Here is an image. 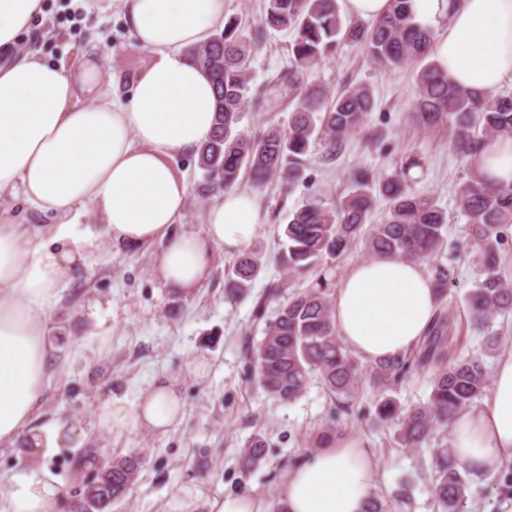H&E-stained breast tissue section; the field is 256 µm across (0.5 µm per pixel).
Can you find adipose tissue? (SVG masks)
I'll return each instance as SVG.
<instances>
[{
	"label": "adipose tissue",
	"instance_id": "adipose-tissue-1",
	"mask_svg": "<svg viewBox=\"0 0 512 512\" xmlns=\"http://www.w3.org/2000/svg\"><path fill=\"white\" fill-rule=\"evenodd\" d=\"M134 43L153 61L139 73L127 102L102 88L95 57L75 70L15 52L19 35L41 12V0H0V193L21 188L43 212L91 207L103 232L129 247L160 245L155 270L166 288L192 294L208 278L214 254H234L263 222L254 192L229 189L212 204L202 231L179 229L190 184L171 164L196 155L214 131L215 90L189 47L224 26V0H120ZM411 0L416 21L434 32L432 56L449 83L475 96L512 83V0ZM93 96L92 104L80 94ZM495 186L512 184V139L490 142L469 158ZM63 228L28 229L0 222V445L28 437L51 380L44 308L81 252L51 245ZM438 310L423 260L371 258L352 265L335 296L333 324L344 346L373 363L409 353ZM182 411L174 389L159 382L133 409L110 408L108 422L167 430ZM453 458L472 473L512 460V353L494 366L483 409L450 422ZM376 456L356 436L325 443L292 470L280 488L288 512H363ZM59 497L49 476L0 482V512H49Z\"/></svg>",
	"mask_w": 512,
	"mask_h": 512
}]
</instances>
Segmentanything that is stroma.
Segmentation results:
<instances>
[{
  "mask_svg": "<svg viewBox=\"0 0 512 512\" xmlns=\"http://www.w3.org/2000/svg\"><path fill=\"white\" fill-rule=\"evenodd\" d=\"M291 38L288 31L264 30L249 62L253 83L287 66ZM91 49L99 56L104 77L120 79L117 93L123 98L130 92L124 77L140 73L151 60L147 51L135 46L120 7L90 14L80 0H43L41 16L17 44L18 53L32 51L45 63L69 69L78 67ZM312 80L331 91L347 82L368 85L376 102L368 131L379 138L368 141V131L350 135L332 165L324 163L322 147H313L305 181L287 193L275 182L259 190L265 222L251 246L261 251L263 268L246 295L232 298L224 291L233 256L216 255L202 288L189 297L175 296L154 272V248L113 244L102 234L96 211L80 209L62 219L29 207L21 192L0 196V217L37 227L63 220L70 238L83 244L81 261L45 311L54 378L31 429L43 435L47 445L35 449L23 437L0 447L1 480L31 472L50 474L64 503L73 505L72 461L83 449L95 448L142 458L136 483L109 512H210L213 498L247 490L271 507L288 474L316 450L319 437L359 435L377 456L371 491L386 512H440L431 494V446L400 447L395 427L377 423L380 394L369 377H362L351 408L342 411L315 377L296 400H271L250 362L266 321L278 308L277 301H269L264 318H257L256 303L268 288L279 287L286 297L322 277L334 289L349 266L368 257L360 242L306 277H288L274 255L289 212L316 189L344 195L356 168L383 175L410 154L423 159L416 189L432 194L448 214V245L439 260L454 265L456 272L440 307L457 327L458 354L482 353L485 337L496 330L504 334L501 353L512 352V311L496 315L486 327L469 322L465 299L481 267L454 194L467 166L447 128H421L410 120L416 87L408 69L383 70L361 49L345 45ZM171 164L191 185L182 222L202 229L212 199L198 190L201 175L194 159L177 156ZM160 380L169 382L183 403L181 418L165 432H151L132 421L121 429L106 424L109 408H133ZM257 436L266 443L265 455L251 466L242 449ZM468 481V512H512V464L469 474Z\"/></svg>",
  "mask_w": 512,
  "mask_h": 512,
  "instance_id": "obj_1",
  "label": "stroma"
}]
</instances>
